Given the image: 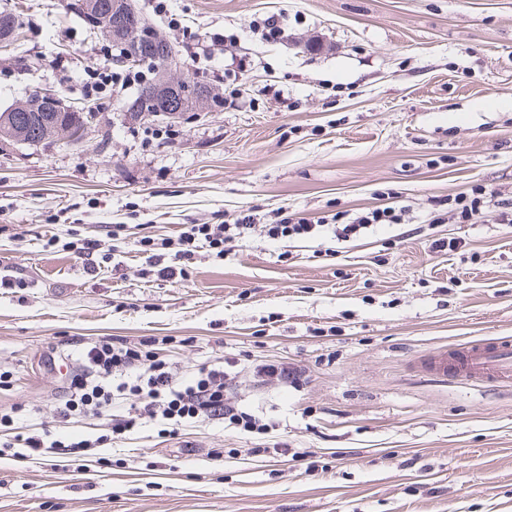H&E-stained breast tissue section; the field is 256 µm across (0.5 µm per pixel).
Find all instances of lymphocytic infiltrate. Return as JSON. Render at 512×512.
<instances>
[{
  "mask_svg": "<svg viewBox=\"0 0 512 512\" xmlns=\"http://www.w3.org/2000/svg\"><path fill=\"white\" fill-rule=\"evenodd\" d=\"M405 216L404 208L388 203L341 224L324 217L310 220L285 214L274 223L258 226L252 214H241L218 224L187 225L175 257L177 261L191 260L197 249L204 247L223 254L225 242L254 228L271 240L330 234L347 241L368 227L401 223ZM78 360L79 367L57 408L58 417L68 425L80 414L110 416L108 434L91 440L68 434L50 437L17 432L13 417L4 415L0 417V427L13 432L5 446L16 449L17 459L52 454L78 462L90 449L102 447L110 439L124 438L148 422L162 424L168 436L179 435L188 424L206 420L225 421L232 428L251 434L262 435L269 429L268 422L240 408L232 396L235 360L219 359L182 374L159 355L150 341L117 344L109 339L82 347ZM124 400L129 403L125 414L112 415V407Z\"/></svg>",
  "mask_w": 512,
  "mask_h": 512,
  "instance_id": "1",
  "label": "lymphocytic infiltrate"
}]
</instances>
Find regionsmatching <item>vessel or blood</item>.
<instances>
[{
  "label": "vessel or blood",
  "mask_w": 512,
  "mask_h": 512,
  "mask_svg": "<svg viewBox=\"0 0 512 512\" xmlns=\"http://www.w3.org/2000/svg\"><path fill=\"white\" fill-rule=\"evenodd\" d=\"M420 368L442 381L459 378L481 384L512 382V339L471 341L450 352L434 351L422 358Z\"/></svg>",
  "instance_id": "1"
}]
</instances>
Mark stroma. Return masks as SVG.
Masks as SVG:
<instances>
[{
  "mask_svg": "<svg viewBox=\"0 0 512 512\" xmlns=\"http://www.w3.org/2000/svg\"><path fill=\"white\" fill-rule=\"evenodd\" d=\"M72 3L0 0L28 27L0 51V109L44 87L101 106L76 148L0 141V276L25 282L0 288V413L22 404L23 430L61 431L76 342L155 336L182 372L237 360L239 404L275 426L146 428L84 472L5 455L0 512H512V387L417 366L512 336V223L493 207L426 220L429 200L477 183L512 198V0H133L180 74L224 93L219 111L153 123L122 112L136 81L108 83L112 53ZM268 17L284 39L254 33ZM387 189L408 221L349 241L254 232L172 278L139 246L242 212L355 214ZM84 237L104 242L89 260L68 247ZM437 238L463 246L435 253ZM259 361L306 382L258 384Z\"/></svg>",
  "mask_w": 512,
  "mask_h": 512,
  "instance_id": "obj_1",
  "label": "stroma"
}]
</instances>
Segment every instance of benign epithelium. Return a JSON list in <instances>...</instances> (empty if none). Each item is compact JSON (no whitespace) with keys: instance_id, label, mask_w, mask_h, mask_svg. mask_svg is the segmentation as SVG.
<instances>
[{"instance_id":"7a95c632","label":"benign epithelium","mask_w":512,"mask_h":512,"mask_svg":"<svg viewBox=\"0 0 512 512\" xmlns=\"http://www.w3.org/2000/svg\"><path fill=\"white\" fill-rule=\"evenodd\" d=\"M81 5L101 14L98 32L124 49L122 61L138 64L140 57L150 53L167 60L174 56L172 44L157 32L146 30L132 0H82ZM176 64L166 67L156 81L137 94V100L123 106L122 111L139 122L159 117L169 120L183 118L189 112H215L222 94L210 86L176 76ZM101 110L96 103L65 102L58 94L37 91L26 100L0 113V137L18 146H37L50 137L55 145L72 149L82 140L84 131L97 119ZM68 112L78 120L77 130L54 125L55 114Z\"/></svg>"}]
</instances>
